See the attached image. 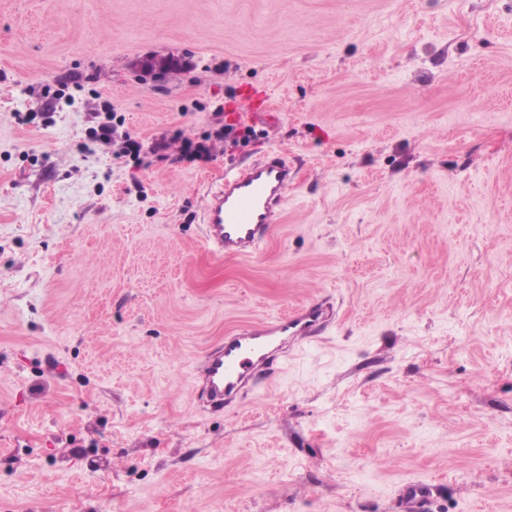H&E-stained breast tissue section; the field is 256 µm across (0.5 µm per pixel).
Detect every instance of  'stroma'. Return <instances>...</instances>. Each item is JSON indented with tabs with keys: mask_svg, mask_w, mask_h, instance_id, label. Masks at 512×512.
Wrapping results in <instances>:
<instances>
[{
	"mask_svg": "<svg viewBox=\"0 0 512 512\" xmlns=\"http://www.w3.org/2000/svg\"><path fill=\"white\" fill-rule=\"evenodd\" d=\"M254 89L247 145L178 161ZM106 99L167 158L88 149ZM272 150L280 223L213 257L203 188ZM313 300L319 342L198 404L225 332ZM410 481L512 512V0H0V512H400Z\"/></svg>",
	"mask_w": 512,
	"mask_h": 512,
	"instance_id": "1",
	"label": "stroma"
}]
</instances>
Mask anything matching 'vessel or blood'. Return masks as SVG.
Segmentation results:
<instances>
[{
    "instance_id": "1",
    "label": "vessel or blood",
    "mask_w": 512,
    "mask_h": 512,
    "mask_svg": "<svg viewBox=\"0 0 512 512\" xmlns=\"http://www.w3.org/2000/svg\"><path fill=\"white\" fill-rule=\"evenodd\" d=\"M293 183L287 158L270 152L241 168L228 166L205 192L203 241L213 254L246 257L268 239ZM332 306L312 301L284 314L263 318L228 331L193 369L194 390L210 410L237 406L252 393L258 376L287 361L296 350L312 344L333 322ZM429 485L404 486L406 512H424Z\"/></svg>"
}]
</instances>
